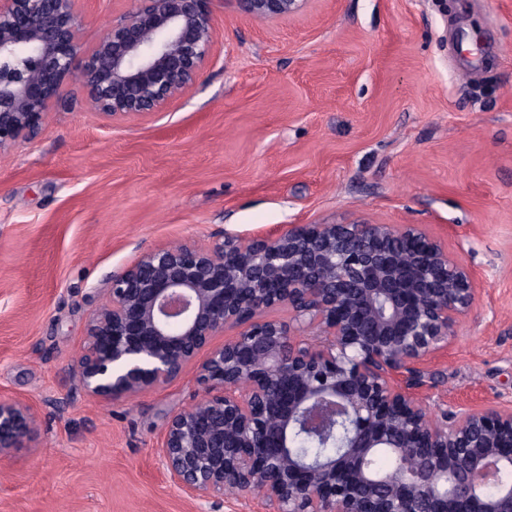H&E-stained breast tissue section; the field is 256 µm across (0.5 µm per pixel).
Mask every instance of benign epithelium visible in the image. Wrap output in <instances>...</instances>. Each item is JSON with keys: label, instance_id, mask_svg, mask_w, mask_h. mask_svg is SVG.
Returning <instances> with one entry per match:
<instances>
[{"label": "benign epithelium", "instance_id": "1", "mask_svg": "<svg viewBox=\"0 0 512 512\" xmlns=\"http://www.w3.org/2000/svg\"><path fill=\"white\" fill-rule=\"evenodd\" d=\"M79 0H0V152L37 134L79 84L107 119L152 117L188 92L212 57L213 0H130L92 46ZM258 21L308 0H227ZM470 268L421 224H298L144 253L112 276L77 364L86 394L129 401L196 368L202 398L172 414L157 454L198 498L257 493L269 512H512V407L439 413L410 392L474 306ZM286 308L288 321L266 317ZM234 338L200 352L212 338ZM314 329L315 344L298 339ZM403 371L406 382L393 374ZM335 454L290 446L300 430ZM29 404L0 397V458L31 433ZM381 451L388 472L372 466Z\"/></svg>", "mask_w": 512, "mask_h": 512}]
</instances>
